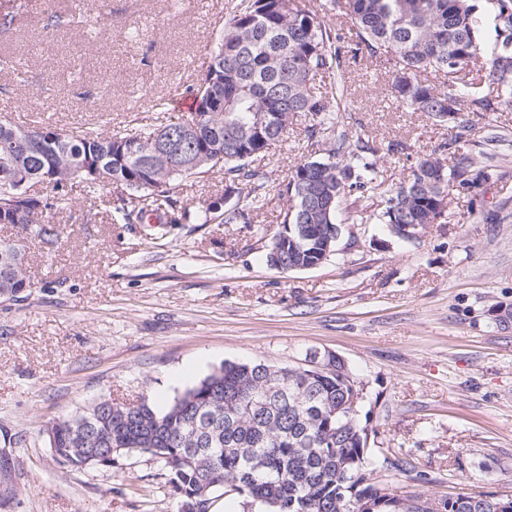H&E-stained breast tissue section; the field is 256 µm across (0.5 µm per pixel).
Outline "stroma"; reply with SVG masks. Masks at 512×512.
Here are the masks:
<instances>
[{
    "instance_id": "35a3bbf8",
    "label": "stroma",
    "mask_w": 512,
    "mask_h": 512,
    "mask_svg": "<svg viewBox=\"0 0 512 512\" xmlns=\"http://www.w3.org/2000/svg\"><path fill=\"white\" fill-rule=\"evenodd\" d=\"M236 3L0 0L18 12L0 39V117L74 136L160 124L180 113ZM53 12L103 26L45 28ZM348 87L337 119L375 146L382 184L340 203L342 236L317 268L265 260L282 229V182L308 156L301 121L268 150L266 202L250 223L171 224L151 240L73 183V208L49 214L53 250L0 224V240L25 249L27 283L0 298V512H181L156 460L64 464L48 425L103 396L165 406L227 362L298 366L325 350L366 387L360 418L390 456L379 480L425 495L512 494V109L472 118L464 152L491 173L482 191L452 195L447 223L404 241L352 215L379 212L452 130L400 108L382 61L359 55ZM392 141L406 153L388 152ZM223 193L219 171L177 189L193 212Z\"/></svg>"
}]
</instances>
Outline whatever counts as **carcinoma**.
Here are the masks:
<instances>
[{"label":"carcinoma","mask_w":512,"mask_h":512,"mask_svg":"<svg viewBox=\"0 0 512 512\" xmlns=\"http://www.w3.org/2000/svg\"><path fill=\"white\" fill-rule=\"evenodd\" d=\"M351 22L354 46L345 51L334 27L294 0H239L211 50L207 66L189 86L190 113L126 134L70 136L56 128L0 121V187L20 193L34 183L46 195L21 211L0 197V224L34 227L50 250L55 228L49 211H66L67 184L96 194L111 190L113 222L147 224L152 234L168 224H208L224 210V223L247 224L264 205L267 170L255 164L284 136L296 117L307 122L310 156L283 181L294 200L281 223L305 224L299 251L281 263L310 264L336 227L346 197L381 185L364 136L340 124L336 112L348 97L349 59L360 53L383 60L399 105L455 129L445 150L418 159L408 182L384 197L375 216L354 222L438 224L448 219L450 192H473L488 179L461 152L473 131L469 116L512 107V0H332ZM332 74L330 90L312 80ZM439 73L444 88L428 82ZM86 171L72 176L71 168ZM219 170L224 198L193 213L176 197L183 177ZM18 247L0 241V297L12 300L25 282ZM349 368L300 371L262 362H229L160 409L144 397L136 405L111 403L98 414L59 419L48 426L55 454L75 457L94 448L146 453L165 470L182 506L208 512L225 487L266 505L270 512H420L421 495L373 477L368 429L359 411L345 407ZM444 512H501L495 494L440 497Z\"/></svg>","instance_id":"1"}]
</instances>
